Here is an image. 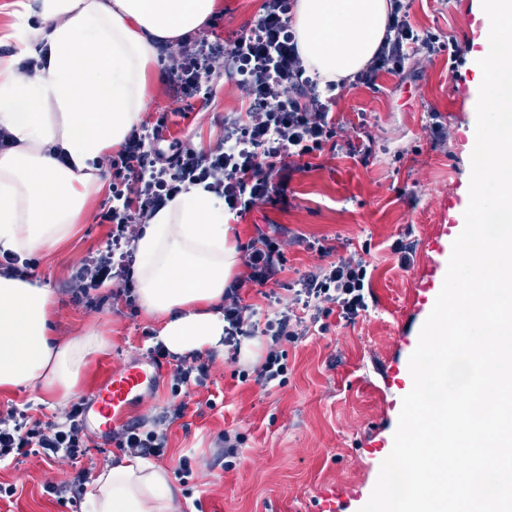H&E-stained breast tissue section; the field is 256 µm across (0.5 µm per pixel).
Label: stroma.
Listing matches in <instances>:
<instances>
[{"label": "stroma", "instance_id": "1", "mask_svg": "<svg viewBox=\"0 0 512 512\" xmlns=\"http://www.w3.org/2000/svg\"><path fill=\"white\" fill-rule=\"evenodd\" d=\"M223 2V14L200 34L227 50L256 24L265 0ZM481 14V0H413L411 23L438 34L443 50L429 59L416 55L404 74H381L375 88H342L333 109L353 142L369 144L368 160L323 153L296 176L292 207L259 204L237 219L244 244L258 231L279 230L287 258L277 291L282 303H291L303 274L325 264L309 250L313 241L334 246L339 256L365 254L374 300L355 322L330 315L325 330L288 345L286 385L260 387L249 378L253 366L215 354L206 386H190L180 419L167 415L172 366L159 360L156 392L134 415L167 433L159 462L173 471L175 484L187 487L181 512H360L368 502L409 391V357L447 271L454 238L444 227L463 224L469 202ZM152 91L156 107L148 122L167 115V142L201 150L221 138L225 116L248 108L235 77L222 71L184 107L168 78L159 77ZM434 110L445 128L437 144L430 135ZM110 202L107 195L96 198L78 236L51 256L33 255L35 278L56 294L60 335L88 324L111 330L110 349L84 378L86 397L105 372L146 359L156 329L124 304L93 310L65 291L72 267L105 247L110 227L96 216ZM397 242L412 254L408 267L392 252ZM228 433L242 439L230 464L224 459ZM184 456L187 477L178 472ZM122 457L117 448L94 446L75 465L41 455L0 461V485L16 489L11 500L0 499V512H81L80 499L65 485L77 470L90 476ZM50 482L60 493H48Z\"/></svg>", "mask_w": 512, "mask_h": 512}]
</instances>
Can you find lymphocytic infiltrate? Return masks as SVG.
Masks as SVG:
<instances>
[{
	"instance_id": "f902f5d3",
	"label": "lymphocytic infiltrate",
	"mask_w": 512,
	"mask_h": 512,
	"mask_svg": "<svg viewBox=\"0 0 512 512\" xmlns=\"http://www.w3.org/2000/svg\"><path fill=\"white\" fill-rule=\"evenodd\" d=\"M410 7V0H392L387 35L373 63L358 75V84L375 87L383 71L402 74L411 50L438 53V36H426L411 24ZM220 62L235 72L245 90V116L225 118L223 139L206 151L188 144L172 153L161 149L167 124L163 117L152 128L130 135L111 159L116 202L99 214L100 223L111 227L110 242L73 271L67 284L72 298L93 309L110 301L135 308L130 270L136 261L133 242L138 226L186 186L206 184L223 197L225 208L240 216L259 201L288 205L290 183L303 170L305 159L327 150L368 155V148L345 138L342 124L334 118L336 96L322 97L316 83L305 77L289 0H266L264 15L236 38L227 53L201 39L174 59L169 71L174 85L195 89ZM243 252L249 274L224 290V343L234 350L242 338L254 334L255 310L243 301L245 286H265L286 264L283 242L266 234L251 239ZM367 268L363 257L342 256L300 278L293 306L274 311L266 323L270 343L254 371L257 385L286 384V344L307 335L319 319L335 313L352 323L367 311L372 296L365 286ZM82 413V405H73L61 423L34 420L14 409L0 415V460L34 453L77 461L92 441ZM112 442L124 452L160 457L167 435L137 423L113 431Z\"/></svg>"
}]
</instances>
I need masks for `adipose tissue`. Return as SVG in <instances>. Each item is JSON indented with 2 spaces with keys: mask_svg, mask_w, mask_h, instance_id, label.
Returning a JSON list of instances; mask_svg holds the SVG:
<instances>
[{
  "mask_svg": "<svg viewBox=\"0 0 512 512\" xmlns=\"http://www.w3.org/2000/svg\"><path fill=\"white\" fill-rule=\"evenodd\" d=\"M223 0H25L15 56L0 60V255H51L107 192L100 161L121 148L154 106L158 46L202 29ZM389 0H294L293 32L306 74L350 83L386 34ZM40 60L21 71L19 58ZM223 201L197 185L141 225L131 270L137 302L171 352L224 348V290L240 274L238 235ZM55 293L37 280L0 276V391L37 392L63 405L81 393L110 347L88 325L58 335ZM83 512H179L168 468L127 455L87 484Z\"/></svg>",
  "mask_w": 512,
  "mask_h": 512,
  "instance_id": "obj_1",
  "label": "adipose tissue"
}]
</instances>
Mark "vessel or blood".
<instances>
[{"label":"vessel or blood","mask_w":512,"mask_h":512,"mask_svg":"<svg viewBox=\"0 0 512 512\" xmlns=\"http://www.w3.org/2000/svg\"><path fill=\"white\" fill-rule=\"evenodd\" d=\"M158 374L155 362L142 361L104 376L89 406L99 421L100 438H108L113 429L126 424L132 408L154 393Z\"/></svg>","instance_id":"obj_1"}]
</instances>
